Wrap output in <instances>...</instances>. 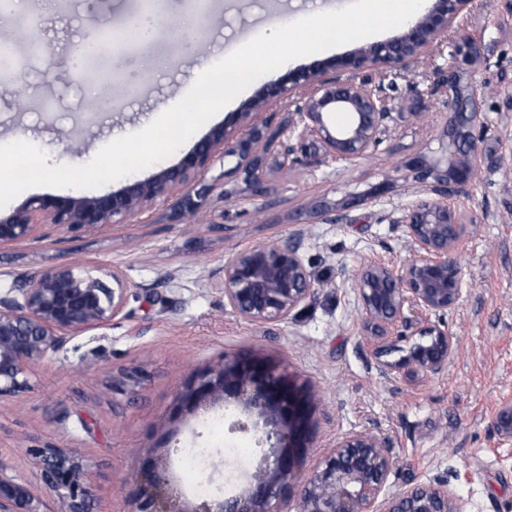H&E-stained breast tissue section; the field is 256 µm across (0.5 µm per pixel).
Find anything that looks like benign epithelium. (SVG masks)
Returning <instances> with one entry per match:
<instances>
[{
    "instance_id": "7a95c632",
    "label": "benign epithelium",
    "mask_w": 512,
    "mask_h": 512,
    "mask_svg": "<svg viewBox=\"0 0 512 512\" xmlns=\"http://www.w3.org/2000/svg\"><path fill=\"white\" fill-rule=\"evenodd\" d=\"M471 0H435L425 14L409 21L397 38L366 41L355 51L290 70L263 84L254 98L224 119L181 161L150 177L135 180L101 196L33 198L12 213L0 215V246L26 241L51 224L68 231L124 224L148 212L159 201L181 193L177 217L194 216L215 186L195 188L201 172L217 156L235 162L234 188H223L226 201L248 193L266 196L276 175L297 167L312 168L332 159L371 155L382 143L392 108L368 88L376 71L406 73L421 56L433 51ZM94 29L72 44L70 53L90 51L99 41ZM482 62L480 48L465 30L457 32L448 62L433 70L432 89L448 93L449 120L436 138L442 155L417 153L405 162L404 179L425 187L399 220L405 227L409 255L397 268L371 263L355 278L363 335L372 346L376 369L385 379L432 377L448 368L457 351L455 337L437 322L420 326L404 316L405 306L438 318L455 307L462 293V271L453 254L477 227L448 205L455 189L472 184L479 168L476 129L482 124L484 94L466 81ZM310 90L277 129L260 119L261 111L298 90ZM336 112L350 114L343 127L331 122ZM336 208L320 203L308 217L333 221ZM220 288L224 303L253 324L288 322L293 312L316 292L300 240L263 243L239 249L224 259L222 276L207 275ZM133 284L118 266L79 263L48 267L14 281L0 295V398L28 387L31 369L52 362L66 341L100 328L126 307ZM419 337L407 353L388 359L397 348L389 336L399 326ZM241 413L231 423L247 434L258 424L268 427L259 442L268 444L251 464L249 485L241 492L170 507L174 493L163 476L162 458L143 462L141 480L132 492L130 512H470L469 501L437 474L398 493L387 491L392 456L386 441L370 432L341 439L310 471L303 472L312 441L313 390L300 385L283 363L256 355H226L217 364L195 372L174 397L175 415L227 401ZM490 427L512 439V403L499 407ZM50 495V512H95L88 465L68 448L27 449ZM0 460V512H41L33 488L8 473ZM300 484L296 508H288V490Z\"/></svg>"
}]
</instances>
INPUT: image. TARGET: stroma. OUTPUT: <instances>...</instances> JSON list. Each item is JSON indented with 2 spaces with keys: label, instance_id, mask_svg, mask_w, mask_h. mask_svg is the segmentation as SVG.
<instances>
[{
  "label": "stroma",
  "instance_id": "35a3bbf8",
  "mask_svg": "<svg viewBox=\"0 0 512 512\" xmlns=\"http://www.w3.org/2000/svg\"><path fill=\"white\" fill-rule=\"evenodd\" d=\"M351 0H209L207 13L190 0H166L170 17L191 20L192 36L156 39L151 48H125L129 74L142 76L135 96L123 87L91 84L64 61L73 42L109 23L122 29L142 14V0H15L22 27L36 30L48 53L28 67L22 88L0 87V144L28 142L59 165V155L78 145L76 165L89 163L107 144L134 133L184 96L199 74L245 41L314 12L333 11ZM486 65L468 76L488 84L484 128L478 141V175L448 203L479 218L456 259L462 269L460 300L443 323L458 342L442 374L408 380L382 378L362 332L355 276L367 263L400 265L409 244L402 210L412 195L399 183L406 159L435 155L434 135L449 119L447 96L431 92L435 66L447 46L423 56L410 72L372 78L398 116L380 149L367 157L327 160L314 169L279 176L267 197L233 202L207 198L192 219L175 221L176 198L127 224L94 232L41 227L34 239L0 247V287L60 263L118 265L132 281L125 312L107 325L71 337L51 367L34 368L30 389L0 399V459L32 487L40 480L27 454L44 446L71 448L91 467L97 512H129L130 494L144 457L169 455V471L185 497L196 494L200 474L184 472L180 451L200 448L203 468L224 464L210 488L238 490L252 436L230 430L232 408L216 405L197 415L174 416L173 399L191 373L222 357L250 353L288 364L314 389L313 466L341 438L370 432L387 442L393 458L389 493L446 475L468 498L471 512H512V441L501 440L490 422L512 400V15L499 0H474L467 19ZM164 62L151 74L148 60ZM57 61V76L41 94L43 72ZM429 90L421 117H414L411 85ZM60 109L43 106L46 95ZM394 187L372 203L348 210L333 224L305 223L300 212L324 200L339 204L371 194L380 183ZM299 236L319 286L288 322L258 325L224 305L221 289L201 279L221 270L230 252ZM178 270L174 282L165 275ZM140 366L149 377L118 393L112 378Z\"/></svg>",
  "mask_w": 512,
  "mask_h": 512
}]
</instances>
